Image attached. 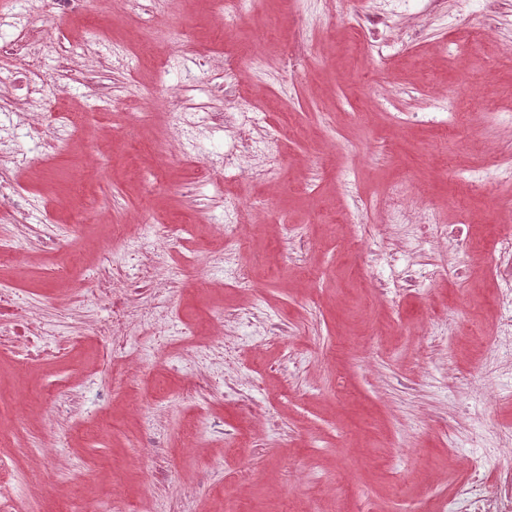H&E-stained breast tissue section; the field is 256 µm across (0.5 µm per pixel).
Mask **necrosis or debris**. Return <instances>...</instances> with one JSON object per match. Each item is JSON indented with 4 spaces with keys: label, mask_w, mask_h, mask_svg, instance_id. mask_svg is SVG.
<instances>
[{
    "label": "necrosis or debris",
    "mask_w": 512,
    "mask_h": 512,
    "mask_svg": "<svg viewBox=\"0 0 512 512\" xmlns=\"http://www.w3.org/2000/svg\"><path fill=\"white\" fill-rule=\"evenodd\" d=\"M92 9L91 0H15L10 13H0V25H11L9 39L0 41V65L19 66L20 96L0 92V263L19 261L16 226L28 223L23 206V189L17 181L21 161L14 145L26 139L44 154H52L68 143L81 121L77 112H59L55 106L60 88L51 87L42 73V63L55 57L72 84L96 94L106 88L96 80L85 62L78 59L77 45H63L51 32L49 14L82 19ZM140 225L108 239L83 295L88 303L103 310L101 318L69 336L55 335L23 301L13 283L0 282V352L10 354L18 363L37 367L66 356L87 338L103 337L102 374L119 390L131 384L135 369L145 357L141 338L149 341H177L174 353L177 366L187 370L212 363L224 350V317L215 315L208 337H200L190 324L175 325L174 310L165 293L170 286L192 280L200 262L223 268L227 259L223 250L210 248L186 224H156L152 244L140 250L135 267L127 257L135 247ZM189 393L198 411V426L207 430L208 444L214 448L237 442V429L225 428L211 415L215 401L214 386L207 374L192 376ZM49 441L28 445L0 455V512H33L42 498L41 487L22 486L20 469L46 465L60 467V456L50 454ZM143 455L159 462L158 468L144 480V489L136 499L114 495L113 512H155V490L164 482L167 471L162 463L168 458L164 433L149 423L141 443ZM469 512H512V457L503 456L497 479L472 481L458 490Z\"/></svg>",
    "instance_id": "necrosis-or-debris-1"
}]
</instances>
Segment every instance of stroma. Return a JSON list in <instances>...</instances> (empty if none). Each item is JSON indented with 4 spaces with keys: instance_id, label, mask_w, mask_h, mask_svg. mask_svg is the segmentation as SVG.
<instances>
[{
    "instance_id": "stroma-1",
    "label": "stroma",
    "mask_w": 512,
    "mask_h": 512,
    "mask_svg": "<svg viewBox=\"0 0 512 512\" xmlns=\"http://www.w3.org/2000/svg\"><path fill=\"white\" fill-rule=\"evenodd\" d=\"M210 2L171 0L160 23L172 37L212 40L238 59L222 78L163 43L110 66L113 43L137 39L133 0H101L79 25L50 17L58 39H99L92 64L110 96L72 92L65 108L83 113L86 126L51 162L17 146L27 208L53 217L61 239L47 255L22 235L34 261L18 287L65 336L72 322L54 300L60 270L71 265V287L87 284L91 270L73 256L103 224L184 221L205 226L214 246L235 238L232 262L254 288L232 287V271L203 264L168 296L193 322L218 303L253 308L252 321L224 324L238 347L225 373L243 383L262 421L223 398L218 413L242 428L241 447L220 466L213 449L185 447L192 403L161 356L127 397L110 403L85 389L70 410L48 405L21 416L18 394L34 399L94 370L101 349L92 338L31 374L0 354V450L61 438L66 471L23 474L43 489L42 512H84L91 491L106 510L113 487L137 497L143 473L157 465L137 455L145 408L166 416L160 512H183L191 497L198 512H210L216 495L243 512H357L363 504L412 512L418 497L452 502L458 484L476 470L495 474L501 451L512 449L504 433L512 428V355L494 338L502 283L489 275L500 227L512 222L494 193L512 184V0H246L223 20ZM372 16L387 22L380 35L369 31ZM463 31L482 33V43L457 52ZM170 100L179 112L260 111L278 137L253 143L250 162L224 169L216 189L196 171L237 153L240 132L210 126L192 164L161 165L173 148L164 135ZM128 112L153 115L131 146ZM396 183L447 225L466 205L463 231L477 247L451 248L418 229L411 211L364 210ZM75 209L102 224L72 227ZM410 263L420 267L411 292L403 286ZM460 263L467 278L434 273ZM277 322L287 335L265 340L263 324ZM229 467L241 481H226ZM101 468L111 469V482L91 486L90 472Z\"/></svg>"
}]
</instances>
